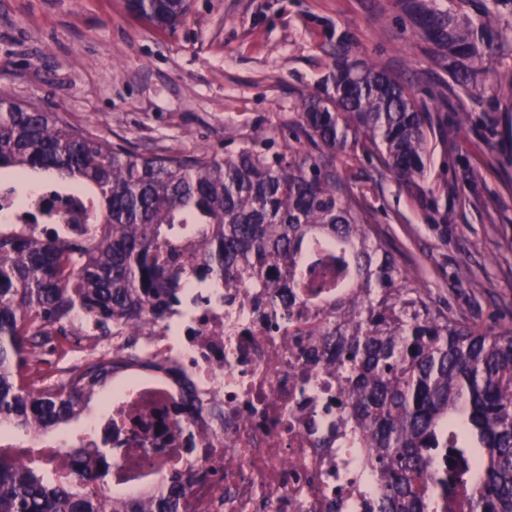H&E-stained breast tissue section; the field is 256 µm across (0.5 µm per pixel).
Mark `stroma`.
Here are the masks:
<instances>
[{
	"label": "stroma",
	"instance_id": "obj_1",
	"mask_svg": "<svg viewBox=\"0 0 512 512\" xmlns=\"http://www.w3.org/2000/svg\"><path fill=\"white\" fill-rule=\"evenodd\" d=\"M403 2L192 0L186 22L159 29L125 0H0V87L139 152L225 156L259 130L279 149L337 53L376 64L409 80L430 113L425 174L408 184L350 149L339 174L433 299L474 320L511 319L512 103L449 92ZM111 346L77 323L67 354H42L40 366L77 372Z\"/></svg>",
	"mask_w": 512,
	"mask_h": 512
}]
</instances>
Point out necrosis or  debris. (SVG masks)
Masks as SVG:
<instances>
[{
	"mask_svg": "<svg viewBox=\"0 0 512 512\" xmlns=\"http://www.w3.org/2000/svg\"><path fill=\"white\" fill-rule=\"evenodd\" d=\"M258 294L201 288L177 329L150 327L81 447L134 496L178 475V512H368L367 451L336 428L335 376L266 329Z\"/></svg>",
	"mask_w": 512,
	"mask_h": 512,
	"instance_id": "necrosis-or-debris-1",
	"label": "necrosis or debris"
}]
</instances>
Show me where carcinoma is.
Wrapping results in <instances>:
<instances>
[{
	"mask_svg": "<svg viewBox=\"0 0 512 512\" xmlns=\"http://www.w3.org/2000/svg\"><path fill=\"white\" fill-rule=\"evenodd\" d=\"M162 27L189 0H126ZM406 9L448 71V88L483 85L512 56V0H458L451 10ZM428 112L409 83L341 55L331 89L302 101L282 149L257 132L225 157L200 151L143 154L109 143L55 112L0 90V180H36L20 202L28 221H0V423L38 434L78 417L112 379V355L140 356L135 337L169 319L185 288L262 289L282 329L336 375V425L361 434L376 475L372 512H434L476 483L469 512H512V329L472 325L432 299L392 254L375 214L336 174L348 143L399 179L423 176ZM310 142L312 158L298 145ZM87 201L55 222L54 196ZM319 265L318 283L304 271ZM320 319L299 327L304 310ZM112 336V349L65 378L31 377L50 336ZM77 478H105L85 449ZM182 488L124 501L101 486L48 483L0 454V512H176Z\"/></svg>",
	"mask_w": 512,
	"mask_h": 512,
	"instance_id": "1",
	"label": "carcinoma"
}]
</instances>
